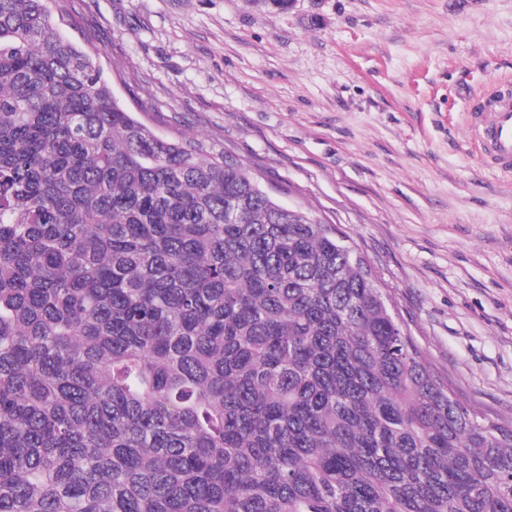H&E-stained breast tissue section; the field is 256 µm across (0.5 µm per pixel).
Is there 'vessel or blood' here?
<instances>
[{"label": "vessel or blood", "instance_id": "obj_1", "mask_svg": "<svg viewBox=\"0 0 512 512\" xmlns=\"http://www.w3.org/2000/svg\"><path fill=\"white\" fill-rule=\"evenodd\" d=\"M473 130L483 156L498 169L512 168V95L489 100L485 111L477 114Z\"/></svg>", "mask_w": 512, "mask_h": 512}]
</instances>
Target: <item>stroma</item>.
I'll return each mask as SVG.
<instances>
[{
    "instance_id": "35a3bbf8",
    "label": "stroma",
    "mask_w": 512,
    "mask_h": 512,
    "mask_svg": "<svg viewBox=\"0 0 512 512\" xmlns=\"http://www.w3.org/2000/svg\"><path fill=\"white\" fill-rule=\"evenodd\" d=\"M128 108L231 151L362 248L423 358L512 422V171L480 160V92L512 82V0H83Z\"/></svg>"
}]
</instances>
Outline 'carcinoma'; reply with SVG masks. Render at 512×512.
I'll use <instances>...</instances> for the list:
<instances>
[{
  "label": "carcinoma",
  "instance_id": "obj_1",
  "mask_svg": "<svg viewBox=\"0 0 512 512\" xmlns=\"http://www.w3.org/2000/svg\"><path fill=\"white\" fill-rule=\"evenodd\" d=\"M78 6L0 0V512H512L358 244L156 135Z\"/></svg>",
  "mask_w": 512,
  "mask_h": 512
}]
</instances>
